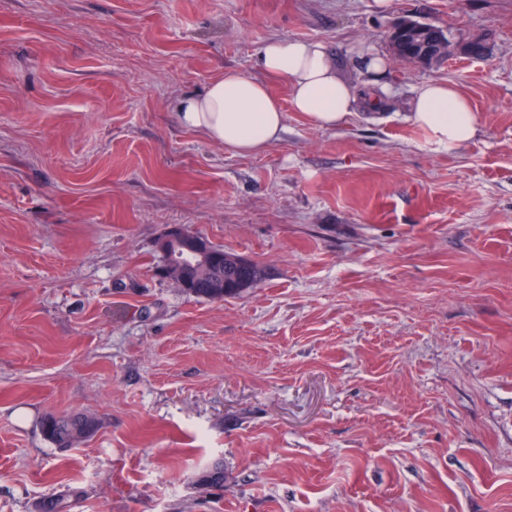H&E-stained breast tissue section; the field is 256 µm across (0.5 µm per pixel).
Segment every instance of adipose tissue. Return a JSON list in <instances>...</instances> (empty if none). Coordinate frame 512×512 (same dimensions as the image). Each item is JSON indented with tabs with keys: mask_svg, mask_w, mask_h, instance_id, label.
<instances>
[{
	"mask_svg": "<svg viewBox=\"0 0 512 512\" xmlns=\"http://www.w3.org/2000/svg\"><path fill=\"white\" fill-rule=\"evenodd\" d=\"M257 66L286 81L287 102H280L262 82L227 71L204 92L173 99L178 124L226 151L249 155L265 151L281 139L289 112L302 114L319 128L331 129L350 116L357 103L351 84L322 43L267 41L258 54ZM410 119L432 143L442 147L462 145L477 133L475 112L448 83L422 85L410 103Z\"/></svg>",
	"mask_w": 512,
	"mask_h": 512,
	"instance_id": "adipose-tissue-1",
	"label": "adipose tissue"
}]
</instances>
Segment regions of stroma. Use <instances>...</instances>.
Instances as JSON below:
<instances>
[{"instance_id":"35a3bbf8","label":"stroma","mask_w":512,"mask_h":512,"mask_svg":"<svg viewBox=\"0 0 512 512\" xmlns=\"http://www.w3.org/2000/svg\"><path fill=\"white\" fill-rule=\"evenodd\" d=\"M406 15L486 51L407 69ZM271 39L324 44L355 112L289 113L252 156L176 123V95L261 78ZM431 80L470 142L409 120ZM172 226L267 278L185 295L155 273ZM71 412L99 431L53 447ZM56 499L512 512V0H0V512ZM410 119L432 143L448 148L469 142L478 128L469 102L453 85L443 82L420 87L410 103ZM99 428L100 421L96 416L82 412L50 415L43 422L44 434L56 448L77 447Z\"/></svg>"}]
</instances>
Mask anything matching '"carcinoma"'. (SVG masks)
Segmentation results:
<instances>
[{
	"mask_svg": "<svg viewBox=\"0 0 512 512\" xmlns=\"http://www.w3.org/2000/svg\"><path fill=\"white\" fill-rule=\"evenodd\" d=\"M208 245L209 241L205 238L186 232L183 240L186 249H204ZM211 249L212 254L195 257L197 266L189 270L184 279L176 275V271L184 268V265H170L172 272L168 273V278L177 282L186 295L222 301L242 295L265 278V268L258 263L220 246L213 245ZM99 428L100 421L96 416L82 412L50 415L43 422L47 440L57 448H75Z\"/></svg>",
	"mask_w": 512,
	"mask_h": 512,
	"instance_id": "obj_1",
	"label": "carcinoma"
}]
</instances>
